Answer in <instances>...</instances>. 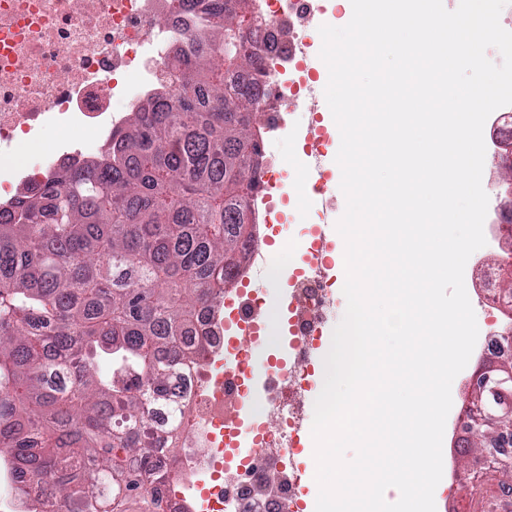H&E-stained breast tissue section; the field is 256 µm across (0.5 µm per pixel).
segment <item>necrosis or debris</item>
<instances>
[{
    "label": "necrosis or debris",
    "mask_w": 512,
    "mask_h": 512,
    "mask_svg": "<svg viewBox=\"0 0 512 512\" xmlns=\"http://www.w3.org/2000/svg\"><path fill=\"white\" fill-rule=\"evenodd\" d=\"M256 3L266 18L258 41L270 77L254 90L271 124L285 123L290 135L288 117L311 90L303 66L310 46L297 29L313 20L319 0ZM203 21L202 9L178 0H0V218L14 215L19 201L56 173L95 159L130 112L174 93L172 64L193 51L190 36ZM297 242L313 261L297 271L301 304L288 317L292 353L274 370L280 389L270 409L242 427L233 420L255 391L253 356L224 325L234 320L250 330L258 297L198 308L180 340L186 393L176 412L157 417L161 426L175 425L183 452L178 488L157 490L166 512H302L295 378L334 294L314 264L321 247L303 233Z\"/></svg>",
    "instance_id": "necrosis-or-debris-1"
}]
</instances>
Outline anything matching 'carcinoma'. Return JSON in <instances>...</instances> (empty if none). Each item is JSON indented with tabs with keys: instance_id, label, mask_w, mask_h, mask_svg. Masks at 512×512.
I'll return each instance as SVG.
<instances>
[{
	"instance_id": "cac0c4a2",
	"label": "carcinoma",
	"mask_w": 512,
	"mask_h": 512,
	"mask_svg": "<svg viewBox=\"0 0 512 512\" xmlns=\"http://www.w3.org/2000/svg\"><path fill=\"white\" fill-rule=\"evenodd\" d=\"M249 2L208 0L213 24L173 65L179 95L0 222V465L21 474V512H157L147 485L172 479L152 406L182 397L179 338L254 241L259 104L227 82L258 60V16L233 32Z\"/></svg>"
}]
</instances>
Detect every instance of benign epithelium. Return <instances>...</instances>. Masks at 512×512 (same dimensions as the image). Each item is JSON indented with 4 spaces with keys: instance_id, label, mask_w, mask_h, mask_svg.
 I'll use <instances>...</instances> for the list:
<instances>
[{
    "instance_id": "obj_1",
    "label": "benign epithelium",
    "mask_w": 512,
    "mask_h": 512,
    "mask_svg": "<svg viewBox=\"0 0 512 512\" xmlns=\"http://www.w3.org/2000/svg\"><path fill=\"white\" fill-rule=\"evenodd\" d=\"M470 391L474 405L463 424L464 433L471 435L483 425L495 426L486 439L482 475L475 479V484L480 485L495 470L512 462L497 452L502 444L512 443V368L487 363L477 367L471 376Z\"/></svg>"
}]
</instances>
